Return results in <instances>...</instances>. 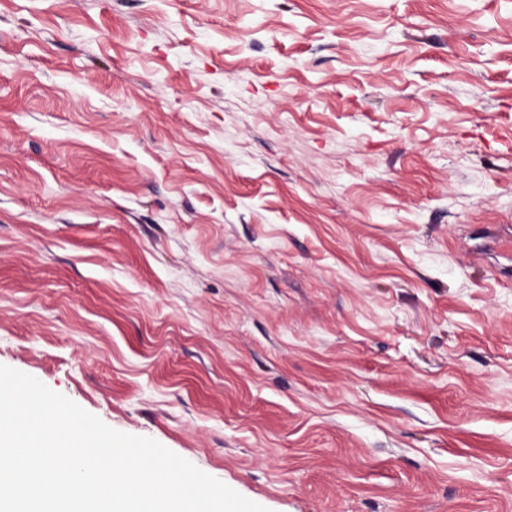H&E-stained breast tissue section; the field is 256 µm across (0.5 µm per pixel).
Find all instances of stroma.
Returning a JSON list of instances; mask_svg holds the SVG:
<instances>
[{
	"instance_id": "1",
	"label": "stroma",
	"mask_w": 512,
	"mask_h": 512,
	"mask_svg": "<svg viewBox=\"0 0 512 512\" xmlns=\"http://www.w3.org/2000/svg\"><path fill=\"white\" fill-rule=\"evenodd\" d=\"M0 364L268 512H512V0H0Z\"/></svg>"
}]
</instances>
